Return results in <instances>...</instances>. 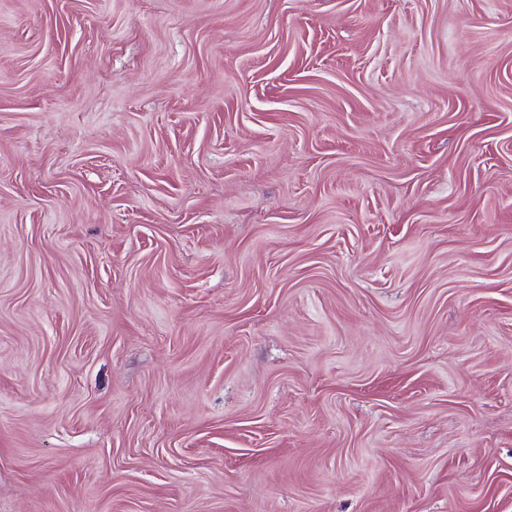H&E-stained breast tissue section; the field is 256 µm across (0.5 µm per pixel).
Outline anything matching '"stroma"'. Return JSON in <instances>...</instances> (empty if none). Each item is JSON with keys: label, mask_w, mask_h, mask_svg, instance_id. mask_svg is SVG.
<instances>
[{"label": "stroma", "mask_w": 512, "mask_h": 512, "mask_svg": "<svg viewBox=\"0 0 512 512\" xmlns=\"http://www.w3.org/2000/svg\"><path fill=\"white\" fill-rule=\"evenodd\" d=\"M0 512H512V0H0Z\"/></svg>", "instance_id": "obj_1"}]
</instances>
